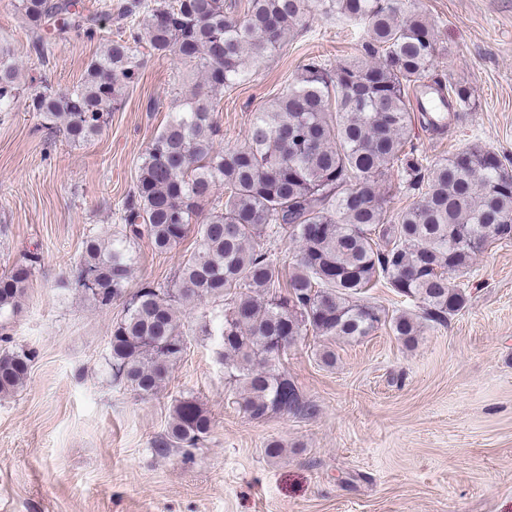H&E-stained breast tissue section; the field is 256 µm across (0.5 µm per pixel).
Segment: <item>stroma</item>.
I'll return each instance as SVG.
<instances>
[{"label":"stroma","mask_w":512,"mask_h":512,"mask_svg":"<svg viewBox=\"0 0 512 512\" xmlns=\"http://www.w3.org/2000/svg\"><path fill=\"white\" fill-rule=\"evenodd\" d=\"M405 2L435 30L433 77L472 93L444 134L414 127L409 148L431 163L476 144L512 175V0ZM104 44L72 31L39 61L12 0H0V46L54 88L78 84ZM359 49L352 25L313 11L221 94V148L244 146L254 113L308 59L333 64ZM135 55L138 83L89 142H68L24 104L0 112V272L38 257L17 313L0 317V350L34 356L24 385L0 394V512H512V240L474 259L464 308L445 325L424 322L413 345L384 327L336 341L328 367L317 355L324 339H298L282 363L308 415L256 422L239 410L220 339L199 329L219 303L182 312L187 349L156 394L114 379L122 302L101 309L61 282L87 237L121 229V202L185 90L189 64L142 45ZM195 241L188 231L165 254L135 243L127 292L171 287ZM183 397L205 409L211 430L197 447L158 454L153 442ZM271 440L279 457L264 453Z\"/></svg>","instance_id":"obj_1"}]
</instances>
